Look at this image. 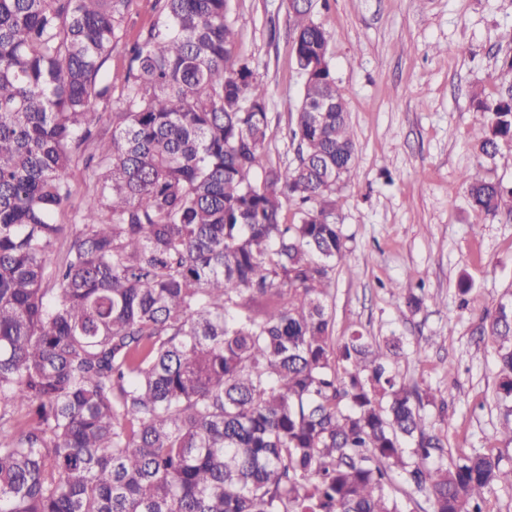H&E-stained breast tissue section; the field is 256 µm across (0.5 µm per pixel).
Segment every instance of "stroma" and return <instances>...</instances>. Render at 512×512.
Returning <instances> with one entry per match:
<instances>
[{
  "mask_svg": "<svg viewBox=\"0 0 512 512\" xmlns=\"http://www.w3.org/2000/svg\"><path fill=\"white\" fill-rule=\"evenodd\" d=\"M159 18L131 0L106 64L120 103L126 49ZM353 133L357 162L336 194L347 257L333 276L335 336H400L399 371L451 453L493 450L512 466L495 399L494 345L480 317L512 298V214L473 208L462 172L512 188V142L479 155V102L512 89V0H315ZM234 54L268 90L265 157L293 164L287 131L301 99L288 0H230ZM468 293H460V281ZM423 306L407 311L405 291Z\"/></svg>",
  "mask_w": 512,
  "mask_h": 512,
  "instance_id": "stroma-1",
  "label": "stroma"
}]
</instances>
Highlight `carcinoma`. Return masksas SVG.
<instances>
[{
    "label": "carcinoma",
    "mask_w": 512,
    "mask_h": 512,
    "mask_svg": "<svg viewBox=\"0 0 512 512\" xmlns=\"http://www.w3.org/2000/svg\"><path fill=\"white\" fill-rule=\"evenodd\" d=\"M130 2L0 0V512H488L512 469L448 459L400 338L333 336L356 150L313 0L291 16L289 167L264 159L267 91L232 53L229 0H158L86 154ZM509 140L512 95L482 105L478 151ZM79 161L93 188L61 224ZM463 184L491 217L512 196ZM482 322L512 402V303Z\"/></svg>",
    "instance_id": "cac0c4a2"
}]
</instances>
